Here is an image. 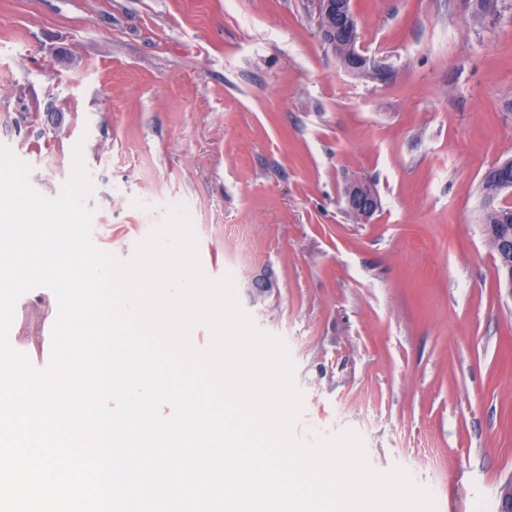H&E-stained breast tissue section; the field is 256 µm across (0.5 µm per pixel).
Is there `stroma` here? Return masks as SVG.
Segmentation results:
<instances>
[{
  "label": "stroma",
  "mask_w": 512,
  "mask_h": 512,
  "mask_svg": "<svg viewBox=\"0 0 512 512\" xmlns=\"http://www.w3.org/2000/svg\"><path fill=\"white\" fill-rule=\"evenodd\" d=\"M348 73L316 0H0V145L59 195L81 150L90 237L129 258L184 212L207 276L282 338L304 395L294 437L357 432L436 512H496L512 479V297L481 226L512 159V0H351ZM376 191L370 223L342 198ZM277 287L253 304L249 280ZM54 293L23 294L11 346L52 356ZM343 3H336L335 0H318V17L317 25L321 39L324 44L330 47L336 52V47L341 44L340 40L345 35V46L347 48V54L342 57H338L341 66L350 73L358 75H373L380 81H387L390 78V72L382 67H377L371 63V61L358 52L355 48L356 41L359 37L358 23L353 16V22L355 25L356 33L351 23L345 24L344 31L341 28H337L333 24V17L336 11H341L346 16H350L349 5L347 0H342ZM344 204L349 214L359 223H369L379 210V203L371 187L361 179H353L345 186Z\"/></svg>",
  "instance_id": "1"
}]
</instances>
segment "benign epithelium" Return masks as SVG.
I'll use <instances>...</instances> for the list:
<instances>
[{
    "instance_id": "1",
    "label": "benign epithelium",
    "mask_w": 512,
    "mask_h": 512,
    "mask_svg": "<svg viewBox=\"0 0 512 512\" xmlns=\"http://www.w3.org/2000/svg\"><path fill=\"white\" fill-rule=\"evenodd\" d=\"M338 10L347 16L350 15L346 0L343 3L336 0H318L317 25L323 43L334 50L340 45V40H345L347 54L339 58L345 70L358 75H373L381 81L388 80L390 72L387 69L375 66L356 50L357 36L354 27L347 25L341 30L334 26L333 17ZM344 204L348 213L362 224L370 222L379 210L378 200L371 192V187L361 179H353L346 184ZM483 231L486 239L493 241L497 251H507V238L501 235L500 227L485 224ZM275 288L276 281L265 271L253 277L248 283L249 293L256 302L265 300Z\"/></svg>"
}]
</instances>
